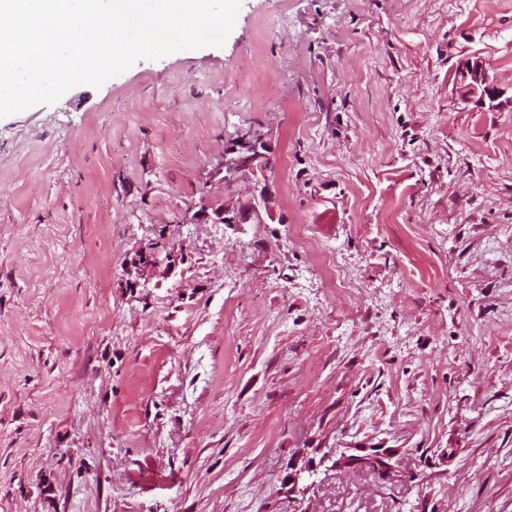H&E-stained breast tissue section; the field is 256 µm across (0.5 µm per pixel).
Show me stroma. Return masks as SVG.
I'll use <instances>...</instances> for the list:
<instances>
[{
    "label": "stroma",
    "mask_w": 512,
    "mask_h": 512,
    "mask_svg": "<svg viewBox=\"0 0 512 512\" xmlns=\"http://www.w3.org/2000/svg\"><path fill=\"white\" fill-rule=\"evenodd\" d=\"M0 512H512V0H243L0 118ZM459 92L465 101H474L480 107H497L500 91L495 77L489 72L486 63L480 58H468L457 68ZM242 144L251 146V154L246 158H227L228 155L233 154V151L226 153L224 157V168L237 174L241 178L248 179L250 175L254 174L255 169L265 167L267 155L265 153V144L260 138H255L253 141L248 140Z\"/></svg>",
    "instance_id": "1"
}]
</instances>
